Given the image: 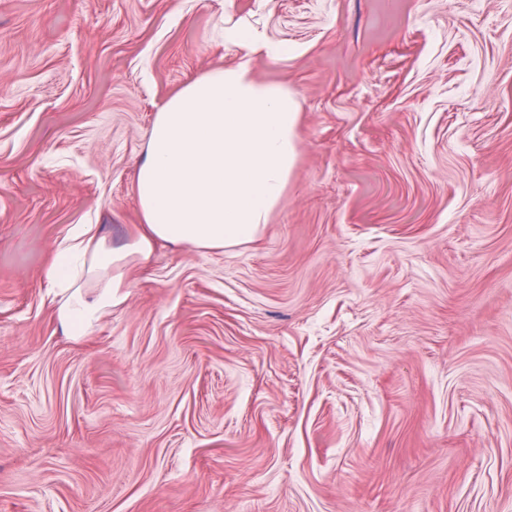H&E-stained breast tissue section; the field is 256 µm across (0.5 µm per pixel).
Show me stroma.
I'll list each match as a JSON object with an SVG mask.
<instances>
[{"instance_id":"obj_1","label":"stroma","mask_w":512,"mask_h":512,"mask_svg":"<svg viewBox=\"0 0 512 512\" xmlns=\"http://www.w3.org/2000/svg\"><path fill=\"white\" fill-rule=\"evenodd\" d=\"M228 16L300 103L287 200L73 338L55 253L139 229ZM0 512H512V0H0Z\"/></svg>"}]
</instances>
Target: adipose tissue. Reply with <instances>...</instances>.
<instances>
[{
  "label": "adipose tissue",
  "instance_id": "1",
  "mask_svg": "<svg viewBox=\"0 0 512 512\" xmlns=\"http://www.w3.org/2000/svg\"><path fill=\"white\" fill-rule=\"evenodd\" d=\"M224 41L237 48L236 62L188 82L153 118L136 165L140 235L115 245L83 224L58 249L47 276L60 290L57 319L68 335H86L125 303L130 259L149 263L161 242L197 251L252 242L284 204L299 101L286 85L256 78L255 57L271 52L258 32L228 22Z\"/></svg>",
  "mask_w": 512,
  "mask_h": 512
}]
</instances>
